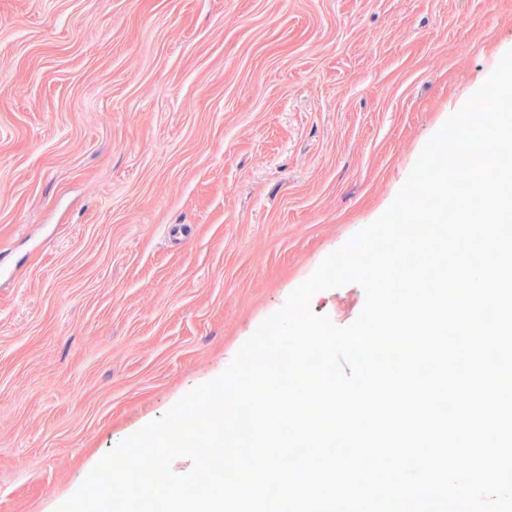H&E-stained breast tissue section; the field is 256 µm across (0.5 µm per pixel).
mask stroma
<instances>
[{"label": "stroma", "instance_id": "stroma-1", "mask_svg": "<svg viewBox=\"0 0 512 512\" xmlns=\"http://www.w3.org/2000/svg\"><path fill=\"white\" fill-rule=\"evenodd\" d=\"M510 50L512 0H0V512L217 377Z\"/></svg>", "mask_w": 512, "mask_h": 512}]
</instances>
